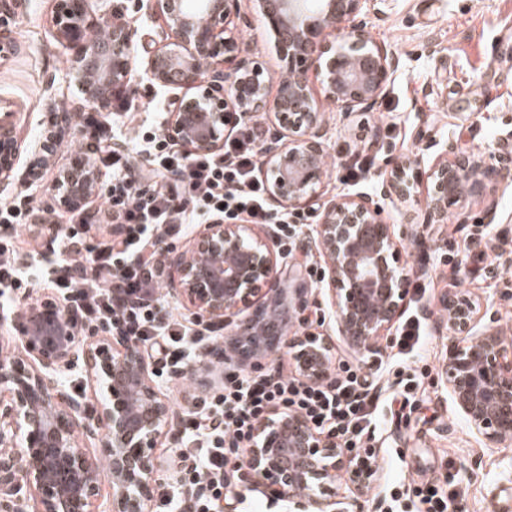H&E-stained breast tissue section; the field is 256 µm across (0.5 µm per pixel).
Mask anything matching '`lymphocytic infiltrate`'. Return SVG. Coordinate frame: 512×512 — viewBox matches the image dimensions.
Returning <instances> with one entry per match:
<instances>
[{"label":"lymphocytic infiltrate","mask_w":512,"mask_h":512,"mask_svg":"<svg viewBox=\"0 0 512 512\" xmlns=\"http://www.w3.org/2000/svg\"><path fill=\"white\" fill-rule=\"evenodd\" d=\"M84 128L96 162L112 173V189L93 221L121 225L120 237L61 262L38 264L33 281L18 264L19 238L0 235V288L21 297L39 284L55 290L66 307L81 311L78 335L118 323L154 353L157 376L172 375L195 358L207 338L162 310L163 284L155 275L162 258L152 249L153 238L167 227L185 229L216 217L286 228L302 223L303 216L269 206L258 174L261 131L244 119H235L223 151L213 154L179 151L160 124H142L136 138L146 157L138 167L129 155L112 150L97 113H86ZM379 379V372L366 371L361 362L343 360L322 384L302 382L279 366L227 377L223 389L198 397L178 449L187 462L183 488L162 495L156 512H223L227 471L275 408L299 414L346 447H363L382 402Z\"/></svg>","instance_id":"f902f5d3"}]
</instances>
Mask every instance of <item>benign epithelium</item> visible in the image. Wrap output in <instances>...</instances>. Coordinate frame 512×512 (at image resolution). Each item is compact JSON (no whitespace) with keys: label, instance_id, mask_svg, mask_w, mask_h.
<instances>
[{"label":"benign epithelium","instance_id":"7a95c632","mask_svg":"<svg viewBox=\"0 0 512 512\" xmlns=\"http://www.w3.org/2000/svg\"><path fill=\"white\" fill-rule=\"evenodd\" d=\"M240 0H135V11L160 23L159 40L144 46L125 13H115L107 39L89 34L105 21L93 0H57L51 36L67 52V75L88 92L69 110L54 112L32 146L15 135L14 113L0 114V190L16 183L26 158L30 204L44 193L42 170L53 165L58 147L83 128L82 110L109 111L132 74L171 88L165 127L188 153L224 150L229 115L270 114L272 131L260 147L269 203L302 210L320 198L328 135L324 112L313 96L309 74L324 98L347 113L373 110L386 92L399 60L366 33L367 0H255L264 27L275 33L288 60L287 77L270 95L268 71L249 57L235 19ZM28 0H0V38L11 40L10 23ZM434 159L422 171L409 160L388 163L372 192H354L320 202L317 224L301 228L298 248L325 258L318 283L327 295L328 321L359 357L379 352L378 340L403 314L411 294V268L404 258L405 231L383 217L387 200L405 202L427 183V223L448 221V202L459 188L473 189L483 173L478 161L448 160L453 148L434 144ZM106 178L94 159L77 152L64 178L57 179L47 206L88 212L103 195ZM31 237L52 244L67 233L62 224L36 221ZM178 228L155 236L164 263L155 270L167 293L200 326L224 333L218 357L258 369L283 350L292 353L301 380L322 383L333 370L331 339L286 330L277 319L288 307L306 323L309 288L303 269L283 277L278 234L267 224L214 219L199 224L182 246ZM448 331V359L440 380L455 409L493 450L512 441V337L492 329L494 304L462 293L442 298ZM82 321L74 309L53 301L27 300L19 348L0 353V512H152L161 480L178 483L185 462L157 452L179 444L181 412L155 380L154 362L143 346L108 325L93 336H78ZM82 371L88 391L75 393L59 378ZM174 378L189 389L215 390L224 370L189 365ZM112 493L101 495L102 473ZM377 472V461L321 434L300 415L274 410L258 426L244 451L234 502L264 485L288 512H346L339 489L362 499Z\"/></svg>","mask_w":512,"mask_h":512}]
</instances>
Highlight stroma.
Wrapping results in <instances>:
<instances>
[{
    "label": "stroma",
    "instance_id": "stroma-1",
    "mask_svg": "<svg viewBox=\"0 0 512 512\" xmlns=\"http://www.w3.org/2000/svg\"><path fill=\"white\" fill-rule=\"evenodd\" d=\"M56 0H29L26 13L12 25L13 42L0 52V100L12 103L16 132L22 143L37 139L54 107L74 101L78 89L66 84L67 53L48 33ZM241 37L251 58L262 63L273 79L285 73L272 37L257 19L252 0H242ZM367 32L388 44L401 64L374 110L346 114L321 98L328 140L320 193L323 198L371 191L387 161H430L432 141L454 144L459 152L481 160L491 176L458 202L449 205L448 221L428 224L420 206L388 205L392 224H412L414 234L434 244L404 250L423 291L408 297L404 313L426 312L432 332L428 361L404 356L401 371L428 369L402 418H382L375 434L378 472L368 500L388 506L391 484L432 481L458 493L465 512H512V444L484 448L455 413L438 379L448 352V339L436 335L445 293L465 292L495 302V330L512 337V183L496 170H512V71L500 65L512 57V0H369ZM129 95L134 119L107 115L117 130L122 151L137 154L130 124H142L147 107L164 105L166 92L133 81ZM363 152L368 172L351 177L347 160ZM495 210L493 226L484 217ZM497 254L498 270L488 273V254Z\"/></svg>",
    "mask_w": 512,
    "mask_h": 512
}]
</instances>
